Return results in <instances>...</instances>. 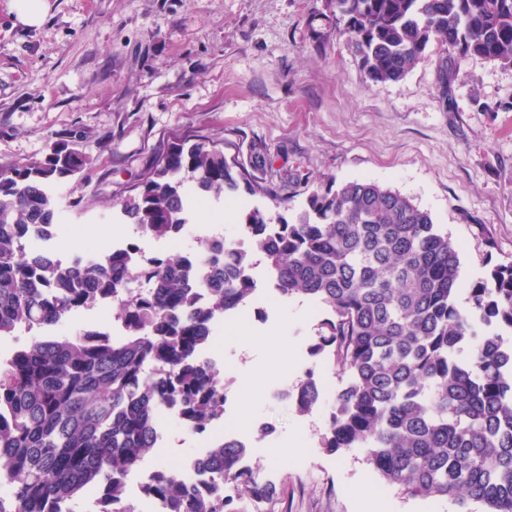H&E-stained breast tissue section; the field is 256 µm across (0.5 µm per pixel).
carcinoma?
I'll list each match as a JSON object with an SVG mask.
<instances>
[{"instance_id": "1", "label": "carcinoma", "mask_w": 512, "mask_h": 512, "mask_svg": "<svg viewBox=\"0 0 512 512\" xmlns=\"http://www.w3.org/2000/svg\"><path fill=\"white\" fill-rule=\"evenodd\" d=\"M328 30L346 38L372 85L405 78L433 44L445 47L436 88L478 56L512 67V0H330ZM86 160L54 142L40 159L0 163V339L34 338L0 353V512H59L85 487L102 512H135L125 478L156 446L168 406L191 431L224 417L217 371L199 360L212 324L255 294L267 268L284 300L330 309L313 353L348 381L334 397L321 447L369 449L385 482L411 498H448L458 512H512V263L494 265L458 304L460 259L448 235L412 199L365 179L313 190L293 220L253 208L242 217L247 249L203 240L199 257L133 260L131 250L64 262L32 241L51 236L62 206L58 180ZM236 159L204 141L158 155L137 192L119 202L140 235L174 238L193 197L233 195L246 180ZM112 302L125 335L53 329L81 309ZM300 413L320 401L314 373L288 395ZM245 444L222 438L199 464L204 495L160 467L145 494L163 512H246L277 498Z\"/></svg>"}]
</instances>
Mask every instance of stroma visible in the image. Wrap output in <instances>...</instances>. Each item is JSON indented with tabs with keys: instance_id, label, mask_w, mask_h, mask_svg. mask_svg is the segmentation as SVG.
I'll return each mask as SVG.
<instances>
[{
	"instance_id": "obj_1",
	"label": "stroma",
	"mask_w": 512,
	"mask_h": 512,
	"mask_svg": "<svg viewBox=\"0 0 512 512\" xmlns=\"http://www.w3.org/2000/svg\"><path fill=\"white\" fill-rule=\"evenodd\" d=\"M45 2L42 22L25 26L13 0H0V160L42 157L60 139L86 158L57 183L64 258L132 235L114 204L181 136L217 143L252 180L273 179L292 215L329 182L367 179L400 192L447 232L462 288L512 262V67L461 60L445 101L435 85L440 46L403 80L371 86L344 39L315 42L311 23L329 0ZM255 149L268 169L251 168ZM253 207L275 209L242 188L191 222L219 218L232 242ZM254 274L255 299L224 319L217 369L227 401L217 430L274 474L268 512H365L371 490L386 512H456L448 499L411 498L384 482L367 449L322 448L331 401L346 383L310 352L329 311L271 297L264 267ZM309 373L321 401L301 414L285 394ZM241 416L245 426L233 428Z\"/></svg>"
}]
</instances>
